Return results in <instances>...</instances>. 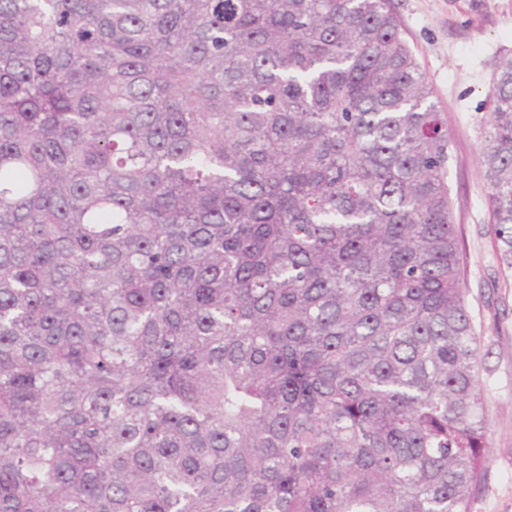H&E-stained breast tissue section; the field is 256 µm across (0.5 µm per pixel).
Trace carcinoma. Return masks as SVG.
<instances>
[{"label":"carcinoma","mask_w":512,"mask_h":512,"mask_svg":"<svg viewBox=\"0 0 512 512\" xmlns=\"http://www.w3.org/2000/svg\"><path fill=\"white\" fill-rule=\"evenodd\" d=\"M450 146L389 0H0V512H470Z\"/></svg>","instance_id":"cac0c4a2"}]
</instances>
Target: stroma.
I'll list each match as a JSON object with an SVG mask.
<instances>
[{
    "label": "stroma",
    "instance_id": "35a3bbf8",
    "mask_svg": "<svg viewBox=\"0 0 512 512\" xmlns=\"http://www.w3.org/2000/svg\"><path fill=\"white\" fill-rule=\"evenodd\" d=\"M448 116V185L467 256V301L482 340L489 455L471 512H512V269L489 223L481 125L497 65L512 56V0H390Z\"/></svg>",
    "mask_w": 512,
    "mask_h": 512
}]
</instances>
